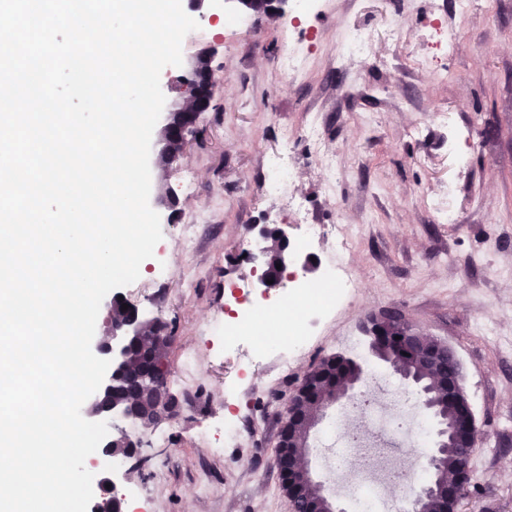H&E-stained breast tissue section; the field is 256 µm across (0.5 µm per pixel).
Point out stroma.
I'll return each mask as SVG.
<instances>
[{"label":"stroma","mask_w":512,"mask_h":512,"mask_svg":"<svg viewBox=\"0 0 512 512\" xmlns=\"http://www.w3.org/2000/svg\"><path fill=\"white\" fill-rule=\"evenodd\" d=\"M228 14L224 0L191 13L199 28L182 57L213 49L221 81L182 159L151 181L179 203L173 213L157 206L163 237L122 289L172 331L166 358L180 411L157 430L134 431V471L114 495L165 512H291L276 467L290 395L325 356L368 361L364 318L397 310L463 365L478 442L474 488L458 512H512V0H474L464 14L451 0H317L309 16L261 17L245 35L225 27ZM353 30L371 47L337 64ZM291 49L303 64L287 76L276 59ZM314 112L315 144L303 136ZM315 151L332 175L312 162ZM278 152L293 179L273 196L263 159ZM444 194L452 224L433 209ZM199 215L197 246L185 251L181 227ZM304 224L343 229L358 286L313 318L287 379H274L265 360L238 378L220 331L229 284L252 274L238 254L263 246L261 227L293 241ZM258 417L260 441L225 439V425Z\"/></svg>","instance_id":"obj_1"}]
</instances>
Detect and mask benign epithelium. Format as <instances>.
<instances>
[{"label": "benign epithelium", "instance_id": "7a95c632", "mask_svg": "<svg viewBox=\"0 0 512 512\" xmlns=\"http://www.w3.org/2000/svg\"><path fill=\"white\" fill-rule=\"evenodd\" d=\"M234 4L236 10L248 17L284 16L289 0H224ZM169 90L180 94L181 100L165 102L162 110L161 125L157 132L153 164L155 167L172 164L184 151L189 130L198 126L201 115L208 111L214 100L216 82L211 66V56L207 51L199 53L184 73L170 79ZM276 242L282 245L277 252V263L281 264L280 276L273 278L268 272L269 249L261 250L260 255L250 256L253 262H260V268L253 269L257 281L263 288H275L288 276V270L300 268L312 269L309 256L301 255L287 248L284 234L275 231ZM128 305L123 316H116L118 306ZM159 318H144L138 308L128 299H119L114 294L106 307V324L109 334L97 344V351L103 358L110 360V367L100 388L95 392L92 415L107 423L122 419L138 426L142 430H152L170 419L176 412L177 399L170 389L156 383L152 370L148 367L131 368V348L140 343L144 357L151 362L166 363L162 353L168 346L165 334L160 330ZM397 328L403 336L405 348L410 354L412 366L420 371H433L441 376L435 388V394L448 400L454 408V419L445 420L435 411L436 400H426L425 408L432 418L438 419L437 441L428 454L426 472L428 480L415 488L408 499L409 507L404 512H427L426 506L434 503L440 506L438 512H446L451 493L448 481L443 476V449L448 446L457 448L459 467L468 479H473L471 466L474 448H476L478 429L476 419L463 388V369L453 349L433 337L415 331L403 315L397 311H385L371 315L364 322L363 329L369 338V349L373 357L388 370L398 375L408 384L419 385L412 371H401L386 357L379 354L377 342L387 335L390 328ZM124 382L137 386V398L125 400L114 397L116 384ZM359 379L348 380L336 389V394L320 401L317 413L308 430H313L327 416L334 406H341L353 396V390ZM316 390L301 383L288 405L286 417L282 421L277 444L278 467L283 484L291 490L290 501L300 498L304 489L313 492L314 498L308 500L307 512H345L338 508L327 494L322 482L316 480L308 458L309 452L297 456L294 440L286 435L293 429L292 423L299 416V408L316 399ZM131 441V437L122 429L118 436L106 437L103 452L112 457L120 444Z\"/></svg>", "mask_w": 512, "mask_h": 512}]
</instances>
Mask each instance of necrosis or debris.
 Returning a JSON list of instances; mask_svg holds the SVG:
<instances>
[{
  "instance_id": "necrosis-or-debris-1",
  "label": "necrosis or debris",
  "mask_w": 512,
  "mask_h": 512,
  "mask_svg": "<svg viewBox=\"0 0 512 512\" xmlns=\"http://www.w3.org/2000/svg\"><path fill=\"white\" fill-rule=\"evenodd\" d=\"M341 269V263H334L318 280L297 277L273 294H255L244 280L231 284V291L242 298L224 325V351L234 356L238 374L249 375L258 359L267 356L275 358L280 375L288 374L291 358L306 344V313L331 309L341 289L353 287ZM367 383L372 400L346 406L326 435L335 449L329 469L353 499L366 502L375 512H387L390 499L405 494L414 480L394 468L378 435H399L415 450L426 447L429 430L411 393L390 376L373 369Z\"/></svg>"
}]
</instances>
